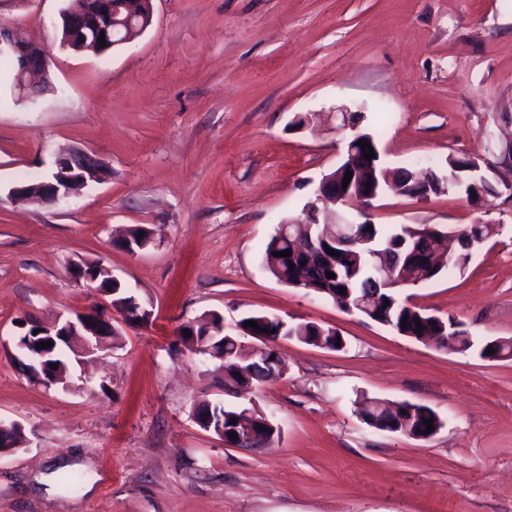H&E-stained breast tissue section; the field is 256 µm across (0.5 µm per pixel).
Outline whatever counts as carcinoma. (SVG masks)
Wrapping results in <instances>:
<instances>
[{
  "instance_id": "cac0c4a2",
  "label": "carcinoma",
  "mask_w": 512,
  "mask_h": 512,
  "mask_svg": "<svg viewBox=\"0 0 512 512\" xmlns=\"http://www.w3.org/2000/svg\"><path fill=\"white\" fill-rule=\"evenodd\" d=\"M466 156H448L446 165L430 170L437 179L428 183L421 193L427 198L442 192L462 190L468 199L482 200L497 193V188L484 175L468 172ZM428 174L416 168L400 167L385 169L383 189L393 186L402 195H412L403 174ZM347 224H296L293 232L306 241H313L314 248L301 252H290L288 257H276L274 253L289 249V241L280 233H275L265 246L262 262L265 269L280 283L290 288H298L329 298L336 303L348 298L359 301L361 313L367 319L382 324H390V329L402 336L422 343H431L440 348L439 336L445 327H457L456 351L467 352L474 349L475 342L464 325L453 318L441 319L426 314L416 306H408L398 297L400 288L429 283L450 269L462 271L469 264L473 250L470 244L478 243L486 237L487 225L469 224L450 234L436 224L404 225L395 230L385 231L379 225L359 224L361 241L350 240L346 234ZM338 251L331 256L328 249ZM335 277L329 278L327 274ZM407 326L401 327L402 320ZM254 320L258 328L245 325ZM242 332L224 337V372L227 376L225 387L228 391L248 390L255 381L270 378L273 371H281L284 364L279 356L260 361L246 345V338L265 335V330L280 329V322L265 319L260 313H252L240 321ZM422 332H417V328ZM285 332L301 337V342L335 349L345 346L338 331L314 322L288 325ZM479 355L485 359H502L512 355V340H497L493 353H486L487 346L480 345ZM241 414L234 406H206L198 414L200 423L217 427L224 422L225 434L234 432L236 425L231 419ZM358 414L365 424L384 432L404 434L423 432V420L434 419L433 432L443 427L439 415L425 405L407 402L390 403L376 398L363 397L358 403Z\"/></svg>"
}]
</instances>
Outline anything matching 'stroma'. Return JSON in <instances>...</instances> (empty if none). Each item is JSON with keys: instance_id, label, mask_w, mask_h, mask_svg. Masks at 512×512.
<instances>
[{"instance_id": "obj_1", "label": "stroma", "mask_w": 512, "mask_h": 512, "mask_svg": "<svg viewBox=\"0 0 512 512\" xmlns=\"http://www.w3.org/2000/svg\"><path fill=\"white\" fill-rule=\"evenodd\" d=\"M64 0H0V26L49 46L51 88L0 91V512H512V358L491 361L399 335L277 282L262 254L342 161L360 106L381 160L426 171L478 158L493 182L512 141V0H152L150 27L94 55L58 41ZM81 150L104 177L48 206L13 187ZM383 229L486 224L464 271L407 288L477 342L512 339V195L391 194ZM142 226L151 244L121 242ZM100 261L153 317L119 325L104 358L45 387L11 357L16 320L44 323L98 303L71 265ZM250 313L339 331V350L273 343L284 372L251 397L275 425L238 448L193 413L227 404L217 362L181 325ZM367 396L432 408L429 440L375 430ZM80 477L78 492L62 475Z\"/></svg>"}]
</instances>
